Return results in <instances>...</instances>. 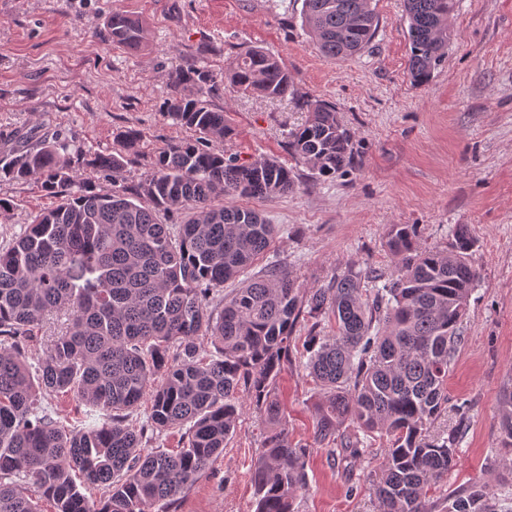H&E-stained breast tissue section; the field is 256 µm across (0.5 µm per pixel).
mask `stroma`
Returning a JSON list of instances; mask_svg holds the SVG:
<instances>
[{
	"instance_id": "stroma-1",
	"label": "stroma",
	"mask_w": 512,
	"mask_h": 512,
	"mask_svg": "<svg viewBox=\"0 0 512 512\" xmlns=\"http://www.w3.org/2000/svg\"><path fill=\"white\" fill-rule=\"evenodd\" d=\"M371 6L372 42L333 60L303 29V0H0V149L11 132L40 125L87 152L112 154L122 133L137 129L139 151L117 179L81 172L101 192L130 187L167 142L192 135L166 113L173 62L220 74L252 48L278 57L299 95L335 105L355 166L320 178L293 165L288 195L241 199L279 228L266 261H284L299 284L320 288L349 266L390 273L391 225H417L426 247L468 226L479 279L448 373V410L429 429L435 437L458 433L456 464L429 497L444 512L449 493L479 483L512 512V459L502 458L499 433L500 397L512 388V0H457L448 54L424 85L408 76L404 0ZM115 10L145 23L141 52L113 46L107 21ZM213 103L234 129L225 156L293 164L288 133L306 119L293 102L224 87ZM0 198L13 205L0 213V248L55 203L34 180H0ZM304 336L296 332L295 362L279 381L288 438L307 450L297 512H380L372 475L386 442L365 441L358 459L315 442L323 391L303 367ZM264 432L261 416L243 408L223 453L181 494L176 512H255L252 473Z\"/></svg>"
}]
</instances>
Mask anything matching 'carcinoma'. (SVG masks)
Returning <instances> with one entry per match:
<instances>
[{
    "label": "carcinoma",
    "mask_w": 512,
    "mask_h": 512,
    "mask_svg": "<svg viewBox=\"0 0 512 512\" xmlns=\"http://www.w3.org/2000/svg\"><path fill=\"white\" fill-rule=\"evenodd\" d=\"M408 72L424 84L445 59L456 0H404ZM302 24L328 58H347L374 38L371 0H304ZM112 44L147 42L143 22L114 11ZM167 114L195 133L170 141L132 187L101 193L79 180L60 134L17 130L0 151V180L40 181L57 200L0 249V512H170L232 437L247 397L265 420L253 472L256 512H295L305 487L306 449L291 445L278 379L292 367L297 327L307 330L305 369L324 390L316 440L336 439L347 421L388 441L375 491L382 512H434L428 493L454 466L456 436L428 426L448 409V371L463 341L460 324L479 278L477 240L459 224L443 246L426 247L413 224H394L389 276L353 267L327 286L304 288L278 261L242 286L224 284L260 259L276 225L220 197L273 198L295 187L274 156L250 162L213 147L234 134L211 97L220 87L205 65H172ZM224 84L266 99L294 97L308 112L288 134V153L322 178L353 167L352 137L336 107L295 96L271 53L249 49L224 69ZM142 133L128 129L122 151L74 150L82 165L116 177ZM179 213L180 224L161 215ZM375 286L368 288L365 280ZM382 286H377V283ZM67 326L45 346L37 374L28 352L50 313ZM332 319L336 333L321 334ZM215 354L200 355L199 337ZM70 392L101 422L71 428L43 407L41 391ZM150 398L151 430H181V446L147 449L146 428L128 421ZM501 448L512 454V390L501 397ZM448 512H497L484 486L447 497Z\"/></svg>",
    "instance_id": "obj_1"
}]
</instances>
